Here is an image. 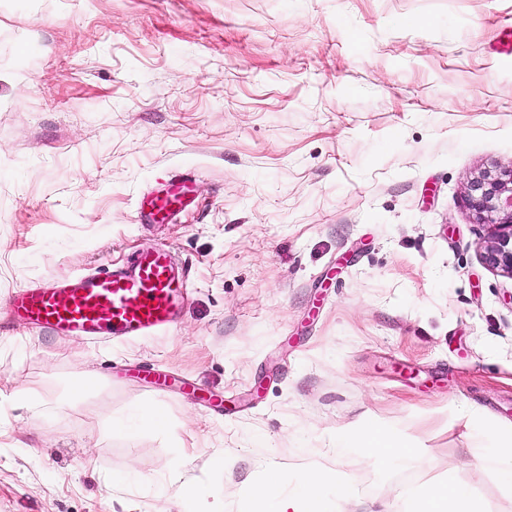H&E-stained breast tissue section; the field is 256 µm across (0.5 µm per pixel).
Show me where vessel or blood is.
Returning <instances> with one entry per match:
<instances>
[{
    "instance_id": "1",
    "label": "vessel or blood",
    "mask_w": 512,
    "mask_h": 512,
    "mask_svg": "<svg viewBox=\"0 0 512 512\" xmlns=\"http://www.w3.org/2000/svg\"><path fill=\"white\" fill-rule=\"evenodd\" d=\"M190 174L144 198L141 219L162 223L188 203ZM188 283L163 246L133 255L125 267L79 274L55 285L22 288L11 296L18 325L90 340L123 341L149 336L173 320Z\"/></svg>"
}]
</instances>
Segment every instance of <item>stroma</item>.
<instances>
[{
	"mask_svg": "<svg viewBox=\"0 0 512 512\" xmlns=\"http://www.w3.org/2000/svg\"><path fill=\"white\" fill-rule=\"evenodd\" d=\"M510 28L512 0H0V512H252L311 467L334 512L438 481L512 512L477 441L512 424V277L464 204L512 166ZM158 246L168 331L14 326L16 290ZM143 406L166 424L129 434ZM362 418L422 464L346 447ZM191 176L183 174L168 183L160 195L145 197L139 204V219L162 223L172 219L188 203Z\"/></svg>",
	"mask_w": 512,
	"mask_h": 512,
	"instance_id": "obj_1",
	"label": "stroma"
}]
</instances>
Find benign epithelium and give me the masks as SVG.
I'll use <instances>...</instances> for the list:
<instances>
[{
  "mask_svg": "<svg viewBox=\"0 0 512 512\" xmlns=\"http://www.w3.org/2000/svg\"><path fill=\"white\" fill-rule=\"evenodd\" d=\"M465 206L484 224L494 226L484 264L512 277V168L483 171L467 184Z\"/></svg>",
  "mask_w": 512,
  "mask_h": 512,
  "instance_id": "benign-epithelium-1",
  "label": "benign epithelium"
}]
</instances>
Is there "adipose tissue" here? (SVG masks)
Instances as JSON below:
<instances>
[{
	"mask_svg": "<svg viewBox=\"0 0 512 512\" xmlns=\"http://www.w3.org/2000/svg\"><path fill=\"white\" fill-rule=\"evenodd\" d=\"M487 441L485 460L497 472L503 483L512 487V429L485 428L479 433ZM350 443L362 448L369 456L386 463H409L420 460L418 449L411 448L383 432L375 422L354 424ZM281 483L278 472H268L263 485L254 491L258 504L256 512H330L327 489L332 481L317 469L306 470L292 485L287 497L271 500L273 489ZM407 512H475L470 491L462 486L444 483L429 485L413 496Z\"/></svg>",
	"mask_w": 512,
	"mask_h": 512,
	"instance_id": "obj_1",
	"label": "adipose tissue"
}]
</instances>
